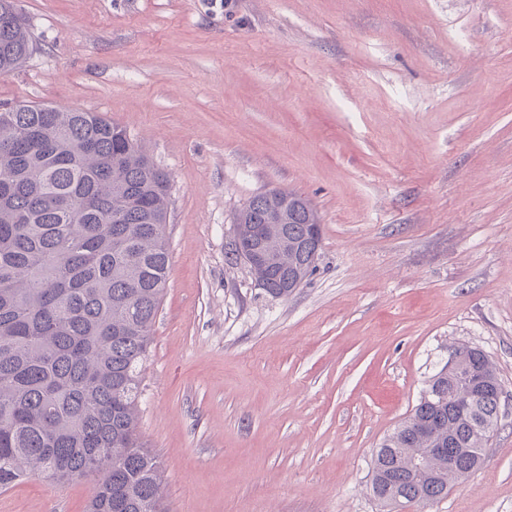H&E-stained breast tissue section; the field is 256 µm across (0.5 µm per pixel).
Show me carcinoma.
Wrapping results in <instances>:
<instances>
[{
    "label": "carcinoma",
    "mask_w": 512,
    "mask_h": 512,
    "mask_svg": "<svg viewBox=\"0 0 512 512\" xmlns=\"http://www.w3.org/2000/svg\"><path fill=\"white\" fill-rule=\"evenodd\" d=\"M33 50L15 0H0V73ZM168 174L127 131L93 112L18 102L0 110V488L29 477L91 479L86 512H166L160 466L141 439L138 398L167 284ZM317 212L292 191L260 193L236 220L283 224L288 257L260 274L309 276L296 248ZM376 453L371 488L384 504L448 495L484 461L501 386L488 357L461 345ZM479 376L483 387L467 380ZM430 448H465L419 468Z\"/></svg>",
    "instance_id": "1"
}]
</instances>
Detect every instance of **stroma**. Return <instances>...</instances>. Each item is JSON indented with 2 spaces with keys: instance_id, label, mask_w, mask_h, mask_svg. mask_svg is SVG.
Instances as JSON below:
<instances>
[{
  "instance_id": "35a3bbf8",
  "label": "stroma",
  "mask_w": 512,
  "mask_h": 512,
  "mask_svg": "<svg viewBox=\"0 0 512 512\" xmlns=\"http://www.w3.org/2000/svg\"><path fill=\"white\" fill-rule=\"evenodd\" d=\"M0 106L96 112L170 178L140 430L169 512H388L375 454L454 346L504 388L486 460L399 512H512V0H18ZM273 189L322 224L285 298L230 255ZM82 480L0 512H85ZM33 50L27 23L16 9L14 0H0V73L21 65Z\"/></svg>"
}]
</instances>
